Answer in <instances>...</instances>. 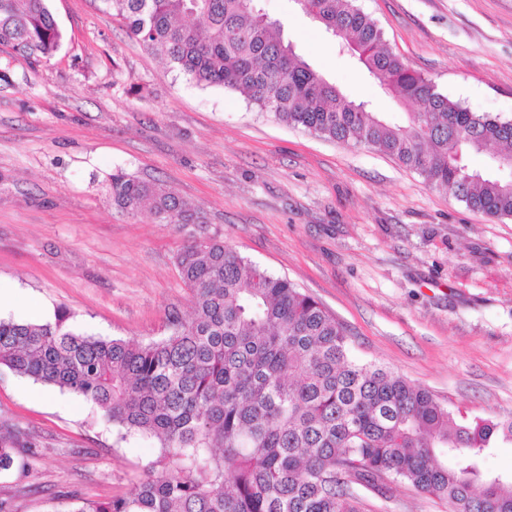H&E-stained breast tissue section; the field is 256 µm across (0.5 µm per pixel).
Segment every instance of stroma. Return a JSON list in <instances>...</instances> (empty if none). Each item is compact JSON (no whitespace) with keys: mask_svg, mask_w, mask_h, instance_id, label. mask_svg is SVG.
<instances>
[{"mask_svg":"<svg viewBox=\"0 0 512 512\" xmlns=\"http://www.w3.org/2000/svg\"><path fill=\"white\" fill-rule=\"evenodd\" d=\"M403 62L471 111L512 120V0H356ZM285 40L355 101L404 120L293 0H262ZM66 39L33 64L0 50L1 318L149 341L190 320L177 255L226 245L317 299L355 357L467 418L512 417V217L470 210L381 152L325 140L201 87L130 37L97 0H51ZM157 180L207 223L112 204L114 170ZM33 436L32 472L0 475L17 512H72L134 491L154 444L122 440L81 397L0 369V426ZM362 512H448L405 485Z\"/></svg>","mask_w":512,"mask_h":512,"instance_id":"obj_1","label":"stroma"}]
</instances>
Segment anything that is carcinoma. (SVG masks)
Masks as SVG:
<instances>
[{"label": "carcinoma", "mask_w": 512, "mask_h": 512, "mask_svg": "<svg viewBox=\"0 0 512 512\" xmlns=\"http://www.w3.org/2000/svg\"><path fill=\"white\" fill-rule=\"evenodd\" d=\"M131 36L202 87L245 94L261 112L346 144L373 147L452 191L473 211L512 217V120L438 91L383 41L355 0H294L400 102L398 124L345 97L280 36L261 0H99ZM64 33L49 0H0V47L49 59ZM499 145L490 166L469 158ZM112 204L160 224L205 215L163 185L122 170ZM194 316L140 343L76 333L54 320L0 318V367L82 397L126 439L158 455L135 490L73 512H360L359 485L407 484L448 512H512V474L483 466L512 419L458 420L424 389L351 354L343 325L312 296L213 235L177 257ZM29 435L0 428V473L31 468Z\"/></svg>", "instance_id": "carcinoma-1"}]
</instances>
